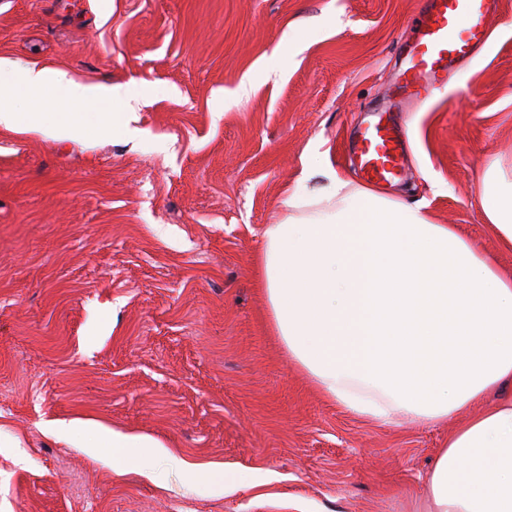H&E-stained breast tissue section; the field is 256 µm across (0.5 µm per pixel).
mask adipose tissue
Here are the masks:
<instances>
[{
	"label": "adipose tissue",
	"mask_w": 512,
	"mask_h": 512,
	"mask_svg": "<svg viewBox=\"0 0 512 512\" xmlns=\"http://www.w3.org/2000/svg\"><path fill=\"white\" fill-rule=\"evenodd\" d=\"M134 101L117 86L0 59V128L132 135ZM50 102L56 113H45ZM91 105L109 111L93 120ZM479 202L512 252V177L499 161ZM282 204L287 217L264 231V290L290 359L330 400L368 421L444 423L512 384V269L434 223L423 203L356 185L322 160L304 165ZM456 422L424 477L430 512H512V399Z\"/></svg>",
	"instance_id": "ef3b65f1"
}]
</instances>
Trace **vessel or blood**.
<instances>
[{"label": "vessel or blood", "instance_id": "b4317fda", "mask_svg": "<svg viewBox=\"0 0 512 512\" xmlns=\"http://www.w3.org/2000/svg\"><path fill=\"white\" fill-rule=\"evenodd\" d=\"M500 8L501 0H425L407 46L408 66L401 79L404 99L422 102L443 90L453 67L485 42L486 24ZM405 150L390 120L381 118L359 130L354 154L368 181L388 184L399 177Z\"/></svg>", "mask_w": 512, "mask_h": 512}]
</instances>
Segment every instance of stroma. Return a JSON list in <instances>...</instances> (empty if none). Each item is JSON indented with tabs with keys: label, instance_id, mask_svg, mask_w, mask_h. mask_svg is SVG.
Masks as SVG:
<instances>
[{
	"label": "stroma",
	"instance_id": "35a3bbf8",
	"mask_svg": "<svg viewBox=\"0 0 512 512\" xmlns=\"http://www.w3.org/2000/svg\"><path fill=\"white\" fill-rule=\"evenodd\" d=\"M421 6L0 0L1 59L132 88L142 131L0 128V512H427L448 425L324 399L256 265L311 149L357 178L352 141L388 110ZM395 119L406 172L384 194L498 254L478 197L492 160L512 164V0L447 89ZM85 421L169 454L132 449L116 474Z\"/></svg>",
	"mask_w": 512,
	"mask_h": 512
}]
</instances>
